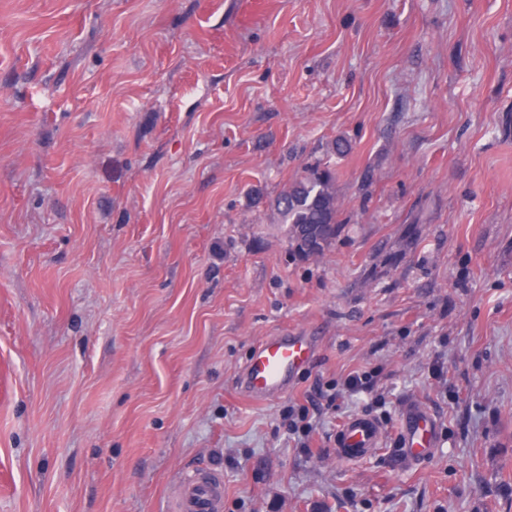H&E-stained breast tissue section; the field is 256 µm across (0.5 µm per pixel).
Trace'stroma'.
<instances>
[{"label": "stroma", "instance_id": "35a3bbf8", "mask_svg": "<svg viewBox=\"0 0 512 512\" xmlns=\"http://www.w3.org/2000/svg\"><path fill=\"white\" fill-rule=\"evenodd\" d=\"M325 161L301 261L276 200ZM291 331L315 362L247 399ZM1 358L0 512H171L203 470L223 512H512V0H0ZM411 400L441 441L404 468ZM295 258L307 261L322 254L335 239L340 209L335 176L329 166L315 165L288 184L277 199ZM316 336L305 333L265 337L255 348L239 381L240 391L254 401L285 394L295 376L314 360ZM328 391L330 390H324L320 385L314 386L307 396L306 404H301L297 408L292 406L288 410L284 422L291 434H299L304 439L309 436L312 430L310 422L312 414L320 412L323 401L333 403L339 396L338 392L328 393ZM383 440L378 423L366 416L346 420L336 433V453L347 461H353L379 448Z\"/></svg>", "mask_w": 512, "mask_h": 512}]
</instances>
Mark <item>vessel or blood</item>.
Masks as SVG:
<instances>
[{
  "mask_svg": "<svg viewBox=\"0 0 512 512\" xmlns=\"http://www.w3.org/2000/svg\"><path fill=\"white\" fill-rule=\"evenodd\" d=\"M316 352V337L304 333L265 337L243 370L241 392L254 401L278 398L312 363ZM382 440V430L375 420L356 416L338 430L335 448L340 457L353 461L379 448ZM436 446L437 425L428 407L419 402L407 403L400 416V443L396 450L399 461L406 466L423 463ZM223 504L222 481L194 474L181 486L172 512H222Z\"/></svg>",
  "mask_w": 512,
  "mask_h": 512,
  "instance_id": "obj_1",
  "label": "vessel or blood"
}]
</instances>
